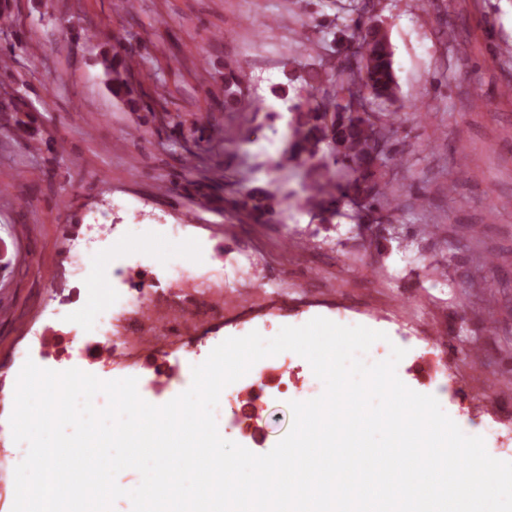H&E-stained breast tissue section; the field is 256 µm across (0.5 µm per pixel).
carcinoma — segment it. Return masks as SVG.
Returning <instances> with one entry per match:
<instances>
[{
    "mask_svg": "<svg viewBox=\"0 0 512 512\" xmlns=\"http://www.w3.org/2000/svg\"><path fill=\"white\" fill-rule=\"evenodd\" d=\"M351 28L344 56L330 61L326 79L292 106L291 139L282 163L294 160L309 167L312 183L307 204L322 220L332 221L341 214L342 204L349 202L362 206L368 223L391 224L395 214L389 206L392 192L385 170L399 164L392 148L397 129L395 115L381 107L395 102L397 77L389 45L380 36L365 0ZM136 66L135 59L127 56L104 60L112 94L133 111L150 108L148 102L133 96L131 78ZM243 97L238 66L227 62L226 111H239ZM329 112L336 115L330 125ZM284 204L274 192L259 188L233 199L234 207L245 211L255 224L274 221Z\"/></svg>",
    "mask_w": 512,
    "mask_h": 512,
    "instance_id": "1",
    "label": "carcinoma"
}]
</instances>
